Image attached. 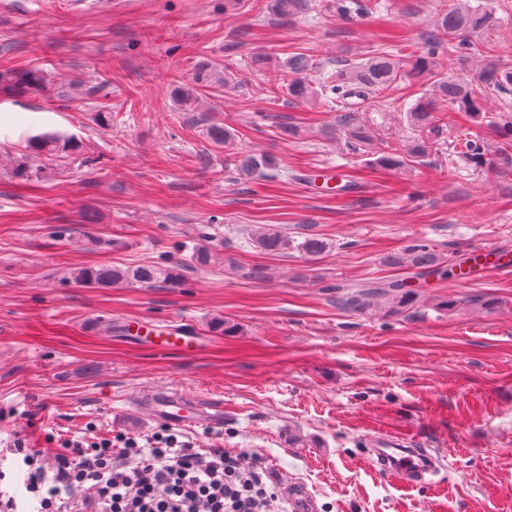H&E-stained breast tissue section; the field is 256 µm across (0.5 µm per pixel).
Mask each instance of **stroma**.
<instances>
[{"label":"stroma","instance_id":"obj_1","mask_svg":"<svg viewBox=\"0 0 512 512\" xmlns=\"http://www.w3.org/2000/svg\"><path fill=\"white\" fill-rule=\"evenodd\" d=\"M269 0H0V71L39 68L48 88L0 93V491L28 512L17 446L53 457L61 440L171 432L221 448L260 473L279 512L287 483L313 512H512V273L449 285L420 282L421 312L367 319L341 310L335 287L393 275L385 263L416 240L450 261L474 247H512V165L463 166L454 153L469 121L446 112L428 156L405 174L372 171L370 155L328 137L336 111L292 104L251 70V58L305 54L332 70L383 48L397 31L423 46L455 0H383L342 19L309 0L282 17ZM491 63L512 69V0H493ZM236 77L231 94L201 88L194 110L173 103L196 63ZM69 95L58 92L59 85ZM112 115L110 128L95 113ZM219 123L236 153L264 151L273 179H240L206 135ZM301 134L282 135L284 126ZM58 131L82 159L28 156L42 171L11 173L26 138ZM330 168L353 175L339 195L315 188ZM258 224L321 234L318 258L250 246ZM69 228L92 249L55 235ZM217 260L195 267V243ZM175 259L180 286L87 288L75 268ZM273 278H247L252 265ZM438 295L458 300L450 312ZM235 326L213 335V320ZM138 320L186 322L195 349L159 350L130 333ZM173 390L220 426H181L141 412L136 397ZM418 441L445 481L408 485L378 474L373 440Z\"/></svg>","mask_w":512,"mask_h":512}]
</instances>
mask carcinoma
<instances>
[{
    "label": "carcinoma",
    "instance_id": "carcinoma-1",
    "mask_svg": "<svg viewBox=\"0 0 512 512\" xmlns=\"http://www.w3.org/2000/svg\"><path fill=\"white\" fill-rule=\"evenodd\" d=\"M308 9L307 0H273V11L280 16H292ZM496 25L495 11L490 3L472 6L459 2L445 8L434 17L438 32L448 36L444 42L435 39L428 47L418 51L404 41H393L372 56L360 61L338 60L336 70L315 81L311 78L312 67L302 54L286 58L282 68L273 69L268 57L257 56L253 66L260 75L273 78L272 92L283 91L289 101L313 107L317 104L335 105L340 108L336 115V135L343 137L353 148L372 150L373 166L384 171L402 170L409 164L425 157L428 137L438 130L440 107L462 112L470 118L472 125L491 127L499 144L498 161L502 165L512 164V121L487 119L486 90L506 92L512 87V71L500 70L490 64L479 73L478 83L472 84L458 76L435 72L436 56L451 53L457 48L467 51L474 58H487L493 47L487 41H466L464 37L483 34ZM428 79V86L419 93L403 111V121L413 136L400 141H388L381 133L392 130L388 113H381V122L368 124L359 117V109L372 102L382 93L399 83L408 86ZM196 81L228 93L233 89L232 79L224 68L206 63L196 73ZM46 76L39 70H5L0 72V90L7 94H32L46 90ZM172 95L184 109L196 103L195 92L187 86L173 89ZM212 144L228 147L232 133L224 126L213 124L208 129ZM29 152L41 154H72L82 151L73 137L46 132L28 140ZM464 159L475 164L483 162L484 141L464 139L459 142V151ZM276 168L275 159L265 153H249L237 166L239 175L246 180H265ZM255 247L268 254H281L294 250L306 257L316 258L328 249V243L316 234H304L297 239L280 230L259 226L251 235ZM388 263L413 270L418 275L439 274L450 277L456 274L455 266L446 263L445 257L437 253L426 240H416L400 254L388 258ZM182 268L177 263L168 265L143 264L134 268L112 265L85 266L72 273L74 283L88 288H112L128 281L152 285L157 282L179 283ZM336 301L345 311L368 317H395L420 305L419 292L406 284L404 277H383L374 281L336 286Z\"/></svg>",
    "mask_w": 512,
    "mask_h": 512
}]
</instances>
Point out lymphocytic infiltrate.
Instances as JSON below:
<instances>
[{"instance_id":"lymphocytic-infiltrate-1","label":"lymphocytic infiltrate","mask_w":512,"mask_h":512,"mask_svg":"<svg viewBox=\"0 0 512 512\" xmlns=\"http://www.w3.org/2000/svg\"><path fill=\"white\" fill-rule=\"evenodd\" d=\"M22 454L36 512H266L270 497L236 456L172 434L118 447L108 437L71 440L47 464L40 450Z\"/></svg>"}]
</instances>
